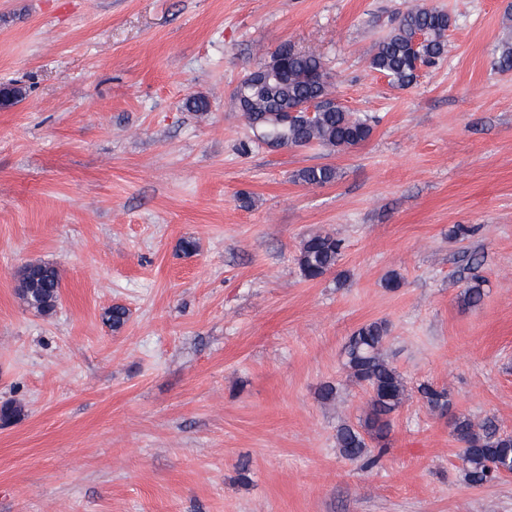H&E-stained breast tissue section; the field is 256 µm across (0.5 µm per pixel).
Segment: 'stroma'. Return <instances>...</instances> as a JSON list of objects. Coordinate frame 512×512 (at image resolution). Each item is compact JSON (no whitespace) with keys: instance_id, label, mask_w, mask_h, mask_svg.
I'll return each instance as SVG.
<instances>
[{"instance_id":"1","label":"stroma","mask_w":512,"mask_h":512,"mask_svg":"<svg viewBox=\"0 0 512 512\" xmlns=\"http://www.w3.org/2000/svg\"><path fill=\"white\" fill-rule=\"evenodd\" d=\"M420 3L450 14L447 52L400 88L370 58ZM509 14L512 0H0V85L25 91L0 107V404L22 409L0 425V512H512V478L464 482L449 426L512 433V72L494 66ZM286 43L321 58L365 142H254L234 90ZM323 165L335 181L298 182ZM457 224L474 234L451 238ZM317 231L344 249L309 281L297 257ZM40 262L61 274L49 317L16 295ZM375 320L410 391L365 470L336 429L368 410L342 348ZM417 392L421 399L432 409L441 413L448 410L450 399L448 391L445 389H439L429 382H422L417 386Z\"/></svg>"}]
</instances>
